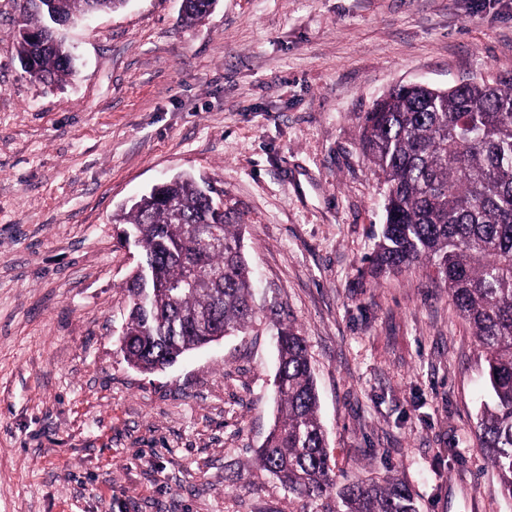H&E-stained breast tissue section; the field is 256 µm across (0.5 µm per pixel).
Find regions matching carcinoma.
Instances as JSON below:
<instances>
[{
  "mask_svg": "<svg viewBox=\"0 0 512 512\" xmlns=\"http://www.w3.org/2000/svg\"><path fill=\"white\" fill-rule=\"evenodd\" d=\"M124 0H23L25 27H64ZM215 0H184L189 23ZM37 78L57 84L72 74L60 38L34 50ZM360 146L387 185L385 224L362 273L377 279L424 266L448 288L485 361L490 401L477 421L478 448L512 499V73L473 77L460 90L403 85L362 117ZM191 176L163 183L158 199L131 206L122 221L141 228L138 247L160 270L163 285L144 295L129 283L128 321L120 351L131 365L160 371L208 345L201 319L215 316L224 335L256 317L254 279L232 212L215 217ZM276 420L258 459L288 491L311 501L336 486L326 452L319 397L303 337L278 331ZM336 512H418L404 482L387 477L341 488Z\"/></svg>",
  "mask_w": 512,
  "mask_h": 512,
  "instance_id": "carcinoma-1",
  "label": "carcinoma"
}]
</instances>
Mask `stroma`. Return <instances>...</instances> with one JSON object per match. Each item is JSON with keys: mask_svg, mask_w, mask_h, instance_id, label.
Instances as JSON below:
<instances>
[{"mask_svg": "<svg viewBox=\"0 0 512 512\" xmlns=\"http://www.w3.org/2000/svg\"><path fill=\"white\" fill-rule=\"evenodd\" d=\"M181 10L127 0L62 27L73 73L43 85L0 0V512H334L258 460L287 325L337 485L389 476L419 512H512L447 288L361 273L387 187L359 144L396 85L512 72V0H217L190 27ZM182 174L235 212L257 315L149 374L117 351L142 258L117 218Z\"/></svg>", "mask_w": 512, "mask_h": 512, "instance_id": "obj_1", "label": "stroma"}]
</instances>
